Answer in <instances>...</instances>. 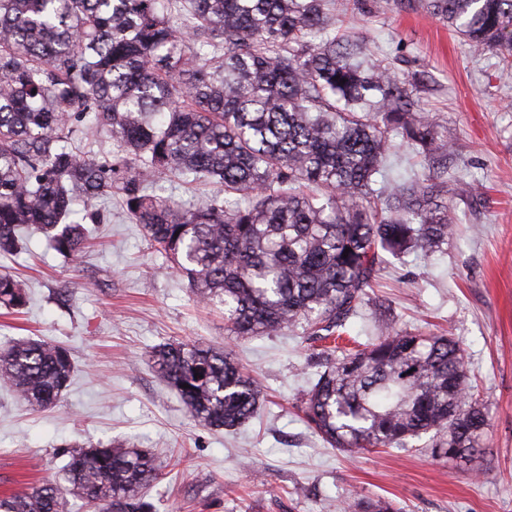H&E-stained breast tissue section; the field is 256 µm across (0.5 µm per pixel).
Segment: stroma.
<instances>
[{"mask_svg":"<svg viewBox=\"0 0 512 512\" xmlns=\"http://www.w3.org/2000/svg\"><path fill=\"white\" fill-rule=\"evenodd\" d=\"M337 27L355 26L374 60L413 78L419 111L446 131L465 166L453 206L460 222L441 252L386 267L350 336L447 333L462 345L474 394L488 412L486 449L465 466L428 449L348 455L325 444L297 406L319 348L287 333L236 342L224 315L198 306L188 282L162 271L120 200L83 263L67 264L43 236L0 271L25 285L26 313L0 315V347L23 338L66 346L77 366L47 409L0 390V490L56 478L73 444L116 440L151 452L155 512H329L336 502L389 498L404 512H512V68L420 10L418 0H347ZM200 340L232 350L264 400L244 430L201 426L154 371L155 347Z\"/></svg>","mask_w":512,"mask_h":512,"instance_id":"stroma-1","label":"stroma"}]
</instances>
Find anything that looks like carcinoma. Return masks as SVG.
Masks as SVG:
<instances>
[{"label":"carcinoma","mask_w":512,"mask_h":512,"mask_svg":"<svg viewBox=\"0 0 512 512\" xmlns=\"http://www.w3.org/2000/svg\"><path fill=\"white\" fill-rule=\"evenodd\" d=\"M420 6L473 52L512 66V0ZM335 18L336 0H0V254L34 231L79 261L85 221L97 223L93 207L115 193L199 302L224 307L225 335L341 337L386 255L448 243L462 176L448 175V137L415 109L412 82L374 62L355 32H336ZM103 133L122 155L71 148ZM402 146L424 169L393 180L384 161ZM168 173L219 185L224 201L160 195ZM27 303L23 284L0 273V308ZM151 359L202 425L231 432L257 414L260 386L223 347L170 343ZM320 366L299 410L331 447L423 439L439 460L483 453L487 415L453 337L391 326L355 352L324 348ZM74 375L63 346L23 339L0 350V387L31 407L59 402ZM66 456L58 478L1 492L0 512H65L69 495L92 512H152L147 450ZM341 512L402 508L361 498Z\"/></svg>","instance_id":"obj_1"}]
</instances>
